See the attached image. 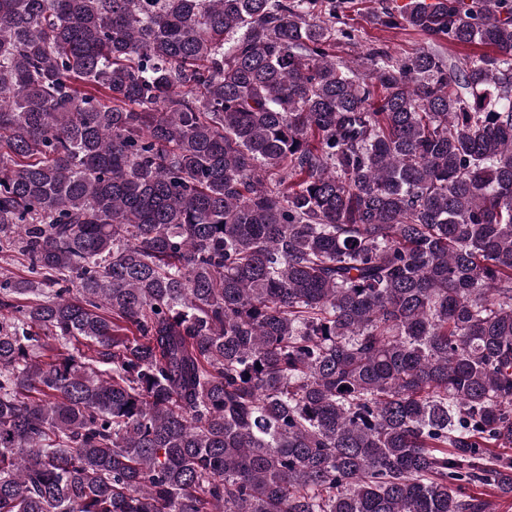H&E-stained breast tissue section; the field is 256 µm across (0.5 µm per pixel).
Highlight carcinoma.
<instances>
[{
    "instance_id": "1",
    "label": "carcinoma",
    "mask_w": 512,
    "mask_h": 512,
    "mask_svg": "<svg viewBox=\"0 0 512 512\" xmlns=\"http://www.w3.org/2000/svg\"><path fill=\"white\" fill-rule=\"evenodd\" d=\"M0 0V512L512 496V0ZM404 0H348L341 21L353 31L352 41H336L333 52L338 60L359 62L367 49L383 47L391 54L404 57L423 47L424 40L408 28H387L374 25L370 18L374 11L385 6H396Z\"/></svg>"
}]
</instances>
